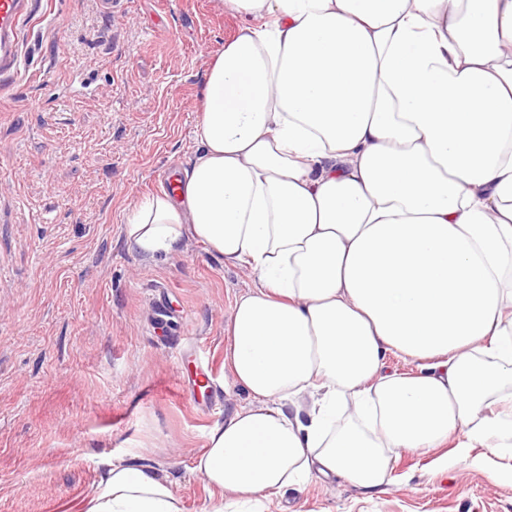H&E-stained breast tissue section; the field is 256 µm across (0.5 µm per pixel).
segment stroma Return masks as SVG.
<instances>
[{
	"label": "stroma",
	"instance_id": "1",
	"mask_svg": "<svg viewBox=\"0 0 512 512\" xmlns=\"http://www.w3.org/2000/svg\"><path fill=\"white\" fill-rule=\"evenodd\" d=\"M242 19L220 0H45L0 77V512H78L102 460L147 453L184 512L194 459L248 394L224 387L234 299L258 282L187 237L131 249L134 205L189 168L205 75ZM207 387L188 395L196 372ZM394 457L375 492L286 490L288 512H512V447Z\"/></svg>",
	"mask_w": 512,
	"mask_h": 512
}]
</instances>
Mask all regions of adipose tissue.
I'll return each mask as SVG.
<instances>
[{
  "instance_id": "obj_1",
  "label": "adipose tissue",
  "mask_w": 512,
  "mask_h": 512,
  "mask_svg": "<svg viewBox=\"0 0 512 512\" xmlns=\"http://www.w3.org/2000/svg\"><path fill=\"white\" fill-rule=\"evenodd\" d=\"M225 4L245 22L206 74L200 149L124 226L144 256L188 236L260 283L224 351L251 402L194 462L207 512L493 447L512 404V0ZM83 512L183 508L136 455L105 461Z\"/></svg>"
}]
</instances>
